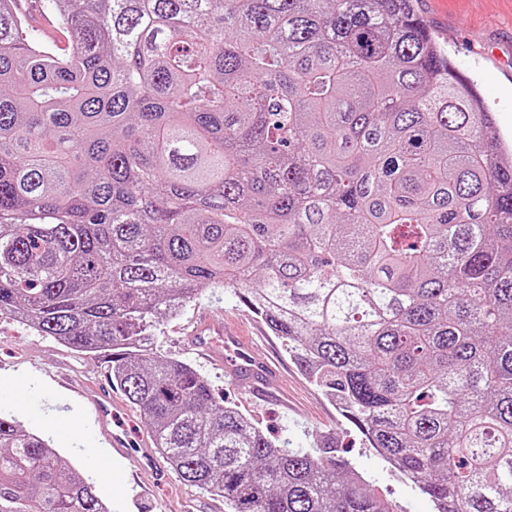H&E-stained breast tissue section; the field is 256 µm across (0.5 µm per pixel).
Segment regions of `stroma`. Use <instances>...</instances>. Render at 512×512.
Returning a JSON list of instances; mask_svg holds the SVG:
<instances>
[{"instance_id": "stroma-1", "label": "stroma", "mask_w": 512, "mask_h": 512, "mask_svg": "<svg viewBox=\"0 0 512 512\" xmlns=\"http://www.w3.org/2000/svg\"><path fill=\"white\" fill-rule=\"evenodd\" d=\"M415 8L457 71L475 84L503 139L511 142L512 0H415ZM202 311L248 337L254 356L272 367L259 389L240 391L223 364L191 350L190 333ZM155 347L160 356L190 364L226 404L271 439L310 450L317 440L333 437L337 459L361 473L378 496L395 503L400 512H434L430 498L368 446L232 290H205L181 314L161 319ZM93 376L112 392V416L103 423L88 413L93 389L86 380ZM14 385L26 390L35 405L11 406V414L28 430L52 439L61 457L81 469L111 503L112 512H225L223 498L179 480L156 448L143 412L114 385L107 358L77 353L0 315V392ZM115 434L127 443L124 454L112 451Z\"/></svg>"}]
</instances>
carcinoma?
I'll return each mask as SVG.
<instances>
[{"instance_id": "1", "label": "carcinoma", "mask_w": 512, "mask_h": 512, "mask_svg": "<svg viewBox=\"0 0 512 512\" xmlns=\"http://www.w3.org/2000/svg\"><path fill=\"white\" fill-rule=\"evenodd\" d=\"M0 0V315L112 359L226 512H395L160 319L230 288L436 512H512V151L413 0ZM0 512H110L0 413ZM26 3L27 10V23L29 27L38 30L41 33L43 42L46 45H54L64 47L68 42V33L61 29H58L52 22V16L46 11L40 8L39 2Z\"/></svg>"}]
</instances>
